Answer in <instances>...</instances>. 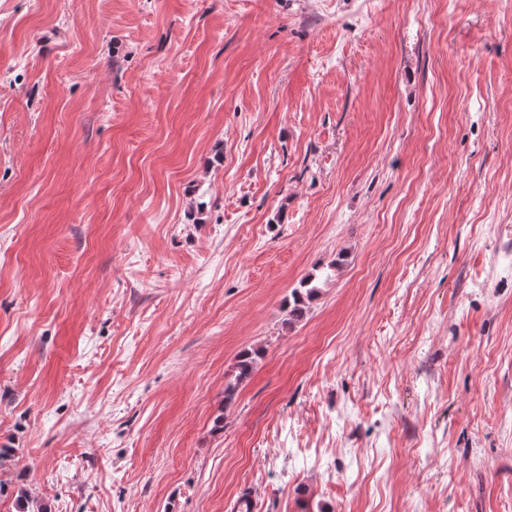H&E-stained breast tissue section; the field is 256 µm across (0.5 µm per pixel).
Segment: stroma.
Here are the masks:
<instances>
[{
  "label": "stroma",
  "instance_id": "stroma-1",
  "mask_svg": "<svg viewBox=\"0 0 512 512\" xmlns=\"http://www.w3.org/2000/svg\"><path fill=\"white\" fill-rule=\"evenodd\" d=\"M0 448V512H512V0H0ZM302 284V290L295 289L288 301L289 323L298 322L306 315L308 304L317 292L318 286L312 280H305ZM260 357L258 350H245L238 356L235 363L234 380L229 381L224 388V401L230 402L236 392L237 386L245 379L249 378L257 364Z\"/></svg>",
  "mask_w": 512,
  "mask_h": 512
}]
</instances>
